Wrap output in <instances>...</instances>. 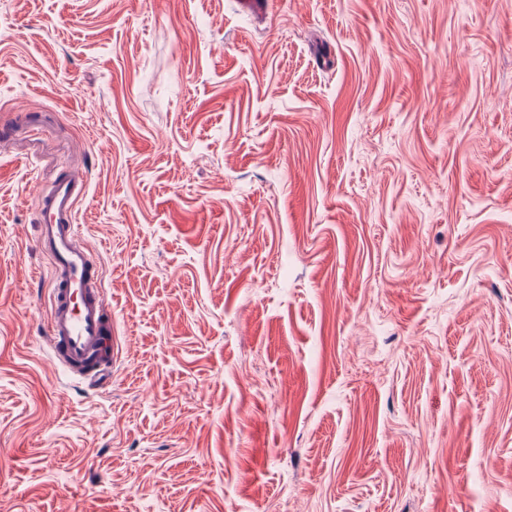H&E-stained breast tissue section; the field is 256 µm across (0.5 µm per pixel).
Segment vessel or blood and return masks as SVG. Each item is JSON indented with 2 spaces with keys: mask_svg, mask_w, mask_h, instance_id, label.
<instances>
[{
  "mask_svg": "<svg viewBox=\"0 0 512 512\" xmlns=\"http://www.w3.org/2000/svg\"><path fill=\"white\" fill-rule=\"evenodd\" d=\"M85 191L84 180L70 175L38 193L36 247L51 268L44 340L58 367L104 387L112 379V307L76 221Z\"/></svg>",
  "mask_w": 512,
  "mask_h": 512,
  "instance_id": "obj_1",
  "label": "vessel or blood"
}]
</instances>
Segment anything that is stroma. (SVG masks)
Instances as JSON below:
<instances>
[{
  "label": "stroma",
  "instance_id": "1",
  "mask_svg": "<svg viewBox=\"0 0 512 512\" xmlns=\"http://www.w3.org/2000/svg\"><path fill=\"white\" fill-rule=\"evenodd\" d=\"M0 512H512V0H0ZM85 191L84 180L73 175L40 189L36 247L51 268L43 336L51 358L68 374L100 388L112 379V307L76 221Z\"/></svg>",
  "mask_w": 512,
  "mask_h": 512
}]
</instances>
